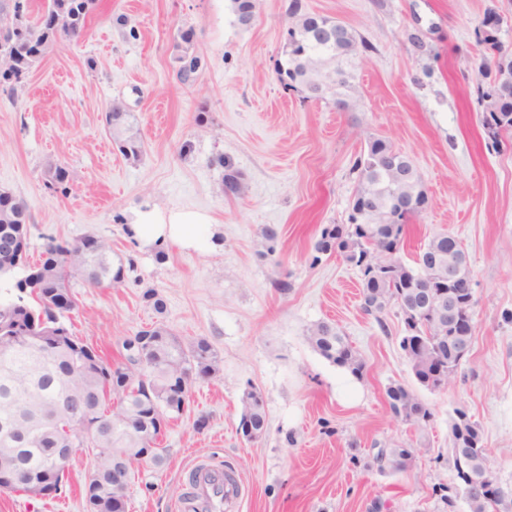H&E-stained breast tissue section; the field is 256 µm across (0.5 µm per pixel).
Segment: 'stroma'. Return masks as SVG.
I'll use <instances>...</instances> for the list:
<instances>
[{"mask_svg": "<svg viewBox=\"0 0 512 512\" xmlns=\"http://www.w3.org/2000/svg\"><path fill=\"white\" fill-rule=\"evenodd\" d=\"M289 2L258 0L242 27L229 0H97L81 39L55 42L15 91L0 90V189L27 207L31 257L48 238L92 235L110 244L113 262H131L121 284L72 282L75 333L106 360H119L121 340L157 321L205 339L220 359L217 377L192 385L185 413L167 428L166 465L137 468L129 512H176L197 463L241 482L236 512H469L441 498L456 483L457 410L480 424L499 483L512 492V133L488 134L478 91L485 15H499L496 35L512 53V0H302L373 47L357 67L349 112L279 82ZM185 50L203 60L186 86L176 78ZM115 102L131 115L139 158L112 139L106 114ZM371 136L413 160L428 195L405 227L404 260L440 233L468 256L474 335L442 390L412 375L398 307L365 315L358 269L315 255L322 229L348 221L358 188L351 168ZM221 156L243 175L241 195L225 196ZM55 166L70 173L67 193L48 187ZM151 209L206 212L204 244L140 249L129 226ZM149 288L164 313L144 300ZM319 322L347 336L362 376L308 342ZM394 383L427 405L428 422L391 413ZM249 387L267 415L256 441L239 431ZM393 445L414 449L410 467H377V450ZM92 465V456H74L52 500L0 493V512H84Z\"/></svg>", "mask_w": 512, "mask_h": 512, "instance_id": "stroma-1", "label": "stroma"}]
</instances>
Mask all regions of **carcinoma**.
Here are the masks:
<instances>
[{
  "label": "carcinoma",
  "mask_w": 512,
  "mask_h": 512,
  "mask_svg": "<svg viewBox=\"0 0 512 512\" xmlns=\"http://www.w3.org/2000/svg\"><path fill=\"white\" fill-rule=\"evenodd\" d=\"M96 6V0H47L46 7L37 15L27 10L29 26L18 32L19 51L16 66L7 73L0 72V85L22 82L31 60L38 58L53 42L66 38L75 40L86 31L87 19ZM483 43L491 51L492 63H483L480 72L488 79L490 88L481 93L485 101L483 125L488 133L497 138L502 131L512 130V54L505 52L501 44L486 36ZM328 45L320 32L308 25L302 31L291 34L282 45L281 58L276 72L290 79L287 89L302 91L298 60L317 56L327 51ZM177 75L187 82L202 67L201 58L185 54L178 58ZM106 120L116 132L128 131L122 140L121 151L127 157L138 158L142 143L137 133L126 125V113L118 105L107 112ZM395 150L388 141L370 137L363 153L355 161L353 172L357 174V196H369L386 186V176L381 161ZM421 213L418 208L400 214L391 224H369L367 216L349 215V223L326 227L316 243L320 255L339 253L358 268L362 281V310L378 316L388 305L398 306L404 322V331L426 340L427 346L419 353L407 350L406 339L400 338V348L405 351L413 375L420 380L437 371L435 359L441 358L448 365L450 376L457 374L462 359L455 353V344H472L470 336H434V319L416 311L411 305L419 290L430 286L438 291L450 290V284L434 273L414 265L400 264L403 235L407 221ZM29 220L26 206L7 190H0V225L22 224ZM378 250L376 259L387 261L391 267L382 275L371 272L368 257L369 245ZM456 249L461 253L459 242L446 234H436L424 245L419 255L424 262L432 261L433 255ZM110 246L99 239L85 238L75 244L51 242L39 261L51 265L54 275L47 291L65 293L76 300L72 291V279L80 277L92 287H110L124 276L123 265H114ZM21 267L6 268L0 277L16 290V295L0 301V319L9 318L18 325L10 336L0 334V451L10 448L18 460L20 473H12L0 479V493H22L36 500L53 499L67 479V473L51 468L47 457L51 448H65V433L53 425L62 403H69L78 412L88 413L93 424L89 446L96 449L97 463L106 469L122 460L135 448L145 447L149 438L160 445L164 431L149 428L148 416L153 409L170 406L172 420L181 417L188 405L189 390L177 386V380L185 372L196 376L214 378L220 371V360L211 345L204 339L185 342L162 325L155 326V335L149 342L155 347L151 364L144 368L136 364L126 365L125 360L112 363L105 360L92 345L73 331L71 318H58L52 308L31 298L22 288ZM327 324L310 327L307 338L320 355L331 363L360 375L364 363L358 352L336 329L326 330ZM391 412L407 421H427L431 416L426 405L400 384L387 390ZM119 400L124 412L120 422L112 421L108 405ZM482 442L480 425L470 419L464 427L454 423L449 437L451 461L454 471L466 466L476 476L488 472L498 480L488 456L468 455L465 449L473 442ZM406 449L401 446L381 448L375 460L380 469L401 470V458ZM87 512H114L118 500L125 497L108 487L95 491H83ZM469 512H512V496L496 486L493 500L478 497L467 500Z\"/></svg>",
  "instance_id": "carcinoma-1"
}]
</instances>
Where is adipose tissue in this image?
Returning <instances> with one entry per match:
<instances>
[{
	"instance_id": "ef3b65f1",
	"label": "adipose tissue",
	"mask_w": 512,
	"mask_h": 512,
	"mask_svg": "<svg viewBox=\"0 0 512 512\" xmlns=\"http://www.w3.org/2000/svg\"><path fill=\"white\" fill-rule=\"evenodd\" d=\"M207 221L206 215L191 211L166 215L144 211L138 214L130 229L138 246L143 249H152L162 244L196 248L202 242L201 228Z\"/></svg>"
}]
</instances>
